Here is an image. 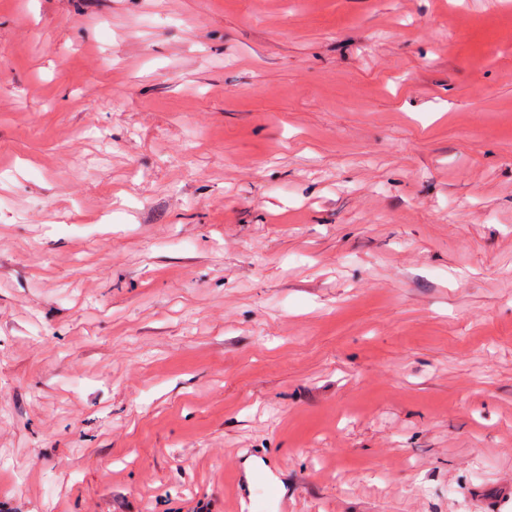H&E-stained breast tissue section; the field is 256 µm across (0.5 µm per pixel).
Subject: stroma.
Returning a JSON list of instances; mask_svg holds the SVG:
<instances>
[{"label":"stroma","mask_w":512,"mask_h":512,"mask_svg":"<svg viewBox=\"0 0 512 512\" xmlns=\"http://www.w3.org/2000/svg\"><path fill=\"white\" fill-rule=\"evenodd\" d=\"M512 512V0H0V504Z\"/></svg>","instance_id":"1"}]
</instances>
